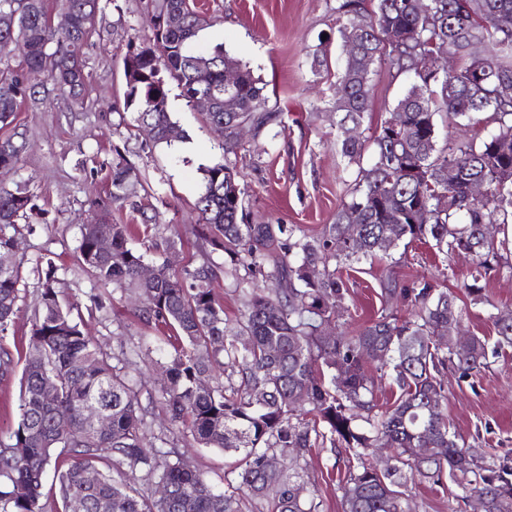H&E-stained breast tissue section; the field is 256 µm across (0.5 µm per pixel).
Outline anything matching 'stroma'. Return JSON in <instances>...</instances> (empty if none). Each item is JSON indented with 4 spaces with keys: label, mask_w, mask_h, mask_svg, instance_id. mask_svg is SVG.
Wrapping results in <instances>:
<instances>
[{
    "label": "stroma",
    "mask_w": 512,
    "mask_h": 512,
    "mask_svg": "<svg viewBox=\"0 0 512 512\" xmlns=\"http://www.w3.org/2000/svg\"><path fill=\"white\" fill-rule=\"evenodd\" d=\"M195 4L211 21L200 34L197 50L223 45L265 82L266 109L279 116L259 136L248 137L245 151L235 159L246 221L294 224L305 234L318 233L322 225L332 223L359 168L372 163L368 153L357 165L337 153L330 90L336 71L314 64L320 42H327L330 60L341 54L336 0H195ZM152 11V0H99L96 30L83 48L89 73L83 106L72 105L47 81L38 103L24 105L18 114L29 148L6 183L26 184L36 208L28 218L30 230L19 243L20 312L5 343L16 359H23L42 290L41 271L54 263L60 299L78 308L84 331L110 354L112 364L141 380L149 441L178 452L188 467L222 488L236 454L191 445L181 428L165 427L159 404L150 400L163 382L166 361L158 329L147 324L134 294L94 285L76 260L80 227L93 199L104 196L110 167L122 157L134 169L142 209L113 210L110 221L135 225L132 245H151V261L168 263L177 271L209 259L224 261L223 252L195 232L203 170L224 158L219 137L203 113L187 105L177 83L169 85L168 108L172 120L187 132L185 141L152 145L135 127L134 111L124 102L123 59L130 48L152 41ZM373 70L374 103L363 124L369 136L405 88L404 79L389 80L385 65L374 64ZM146 214L156 219L148 232L139 228ZM174 228L180 230L182 243L171 253L160 243ZM424 276L456 293L468 334L495 338L490 316L494 307L512 308V273H490L484 286L491 303L474 306L463 288L469 278L468 263L418 242L391 258L363 261L343 271L349 295L342 321L358 326L375 318L382 308L383 281L394 278L409 286ZM489 361L480 375L461 381L449 378L448 418L465 441L480 438L483 447L512 457V348L491 354ZM307 460L321 512H343L340 468L334 456L315 448ZM408 490L411 512H455L460 492L454 483L436 486L416 474L409 477Z\"/></svg>",
    "instance_id": "stroma-1"
}]
</instances>
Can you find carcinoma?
<instances>
[{"label":"carcinoma","instance_id":"carcinoma-1","mask_svg":"<svg viewBox=\"0 0 512 512\" xmlns=\"http://www.w3.org/2000/svg\"><path fill=\"white\" fill-rule=\"evenodd\" d=\"M69 20L53 17L46 0H0V57L22 42L27 52L18 69H0V174L14 171L25 151L26 133L16 119L21 104L37 103L30 79L46 76L62 93L78 101L89 73L83 48L95 31L98 0H72ZM170 11L184 25L167 29ZM344 20L338 29L344 62L332 85L336 112V150L360 164L373 146L372 164L359 168L334 222L315 236H295L284 224L243 222V192L230 163L205 169L197 201L199 228L224 252V273L240 291L243 310L236 323L224 319V307L210 289L217 266L206 261L173 272L155 265L141 280L146 253L129 244L127 226L112 225V248L98 247L97 224L112 206L135 194L132 168L119 158L109 175L107 200L81 227L78 263L98 285H114L143 295L147 320L169 332L171 350L164 365L166 382L157 401L173 423L205 448L238 453L237 486L217 489L202 473L179 460L158 465L162 451L145 443L148 428L140 390L111 364L63 303L54 287L56 270L47 264L34 310L20 377L19 421L10 443L0 444V512H43L42 488L48 472L67 503L86 502V512H243V499L263 500L267 512H321L316 490L305 479V454L330 445L344 456L339 481L344 512H408L406 472L435 484L447 477L475 496L483 512H512V466L487 448L458 435L446 414L448 375L461 378L488 367V343L468 337L453 345L463 310L448 289L423 278L412 287L385 282L386 308L351 332L324 335L336 327L348 290L342 269L375 256L388 257L400 245L421 242L440 253L467 258L472 283L465 285L474 305L489 303L479 282L503 267L512 270L508 239L486 236L490 225L512 224V98L497 95L512 86V27L498 24L512 16V0H336ZM207 21L193 0H158L153 13L155 40L169 53L139 47L127 53L123 68L138 74L127 85L125 106H136L135 122L153 145L185 138L169 136L178 125L168 112V84L181 88L194 105L195 71L209 65L210 85L218 94L205 119L224 126V153H237L236 128L250 125L259 134L277 120L265 108L260 79L217 44L206 54L192 45ZM434 42L448 44V69H434ZM383 61L405 76L409 86L393 103L402 127L389 120L367 140L353 130L363 125L374 98L371 66ZM237 76L232 90L238 111H224V69ZM447 123L489 126L478 141L440 138L437 117ZM485 118H479V115ZM480 180L487 193L477 199L470 183ZM36 207L27 185L0 184V257L16 256L18 220ZM426 209L430 223H415ZM272 266L275 284L254 286L256 275ZM20 262L0 266V340L19 312ZM411 303L410 317L398 314V302ZM495 348H512V310L492 315ZM11 352L0 344V381L15 375ZM215 384L202 388V375ZM396 388L393 404L376 411L374 392L383 381ZM51 382L56 391L45 396ZM106 409L112 427L94 430L84 409ZM384 448L391 461L381 470L367 453ZM128 467L158 478L169 487L158 498L116 478L102 467ZM97 476L94 483L86 475Z\"/></svg>","mask_w":512,"mask_h":512}]
</instances>
